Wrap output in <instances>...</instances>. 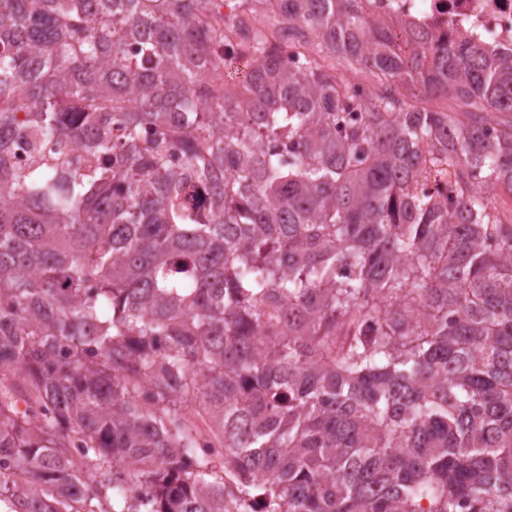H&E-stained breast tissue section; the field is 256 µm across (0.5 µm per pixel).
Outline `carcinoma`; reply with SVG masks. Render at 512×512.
Masks as SVG:
<instances>
[{
    "mask_svg": "<svg viewBox=\"0 0 512 512\" xmlns=\"http://www.w3.org/2000/svg\"><path fill=\"white\" fill-rule=\"evenodd\" d=\"M3 38L9 512H512V56L366 0H0ZM20 111L91 156L15 170ZM398 91L404 95L406 102L412 106L417 108H425L429 111L433 112H448L451 115H460L462 110L466 109L458 104L454 100H447L446 98H436V97H428V98H418L415 99L411 94H409L405 88H402L400 85L398 86Z\"/></svg>",
    "mask_w": 512,
    "mask_h": 512,
    "instance_id": "1",
    "label": "carcinoma"
}]
</instances>
